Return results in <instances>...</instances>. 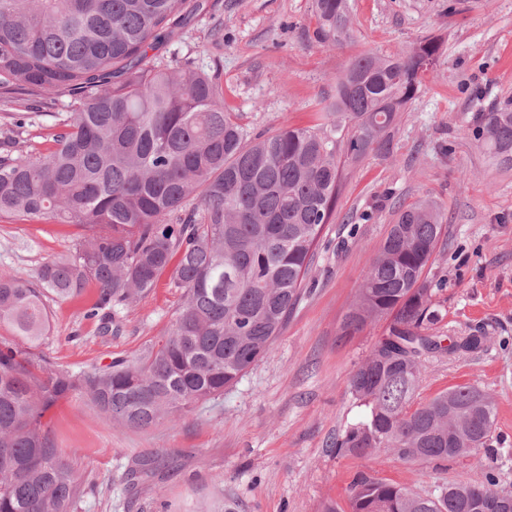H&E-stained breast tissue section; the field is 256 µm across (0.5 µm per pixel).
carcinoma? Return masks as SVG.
<instances>
[{"label":"carcinoma","instance_id":"cac0c4a2","mask_svg":"<svg viewBox=\"0 0 512 512\" xmlns=\"http://www.w3.org/2000/svg\"><path fill=\"white\" fill-rule=\"evenodd\" d=\"M186 0H0V90L67 89L73 112L53 147L0 156V216L51 217L85 230L74 254L46 263L38 283L0 275V512H72L82 485L43 430L45 411L75 391L110 419L147 429L233 386L268 351L302 297L314 247L330 223L341 154H390V130L415 99L441 44L422 38L401 54H362L336 80L327 124H283L253 140L224 112L216 78L155 54ZM315 38L342 44L348 0H312ZM474 132L512 164V107L479 117ZM442 224L423 199L400 210L345 315L361 332L386 317L385 336L353 371L366 420L336 454L384 453L429 464L476 457L481 479L414 491L376 470L355 473L350 512H512L492 447L497 407L457 386L412 407L425 359L475 352L482 336L449 347L426 333L437 319L424 279ZM177 260L182 302L169 333L136 361L80 373L35 353L49 294L98 286L89 315L112 331L113 311L148 294Z\"/></svg>","mask_w":512,"mask_h":512}]
</instances>
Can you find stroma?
<instances>
[{"instance_id":"obj_1","label":"stroma","mask_w":512,"mask_h":512,"mask_svg":"<svg viewBox=\"0 0 512 512\" xmlns=\"http://www.w3.org/2000/svg\"><path fill=\"white\" fill-rule=\"evenodd\" d=\"M176 20L160 57L217 75L224 109L249 135L282 124L317 128L336 79L362 51H409L424 36L443 44L433 71L391 131V154L347 164L332 223L325 225L304 294L269 351L220 397L145 430L109 421L79 393L46 411L53 447L84 485L74 512H322L347 503L358 471L414 490L480 476L476 458L440 465L382 454L337 455L344 430L366 409L350 376L386 321L353 336L341 326L371 258L397 212L420 199L446 215L426 275L440 319L429 332L453 342L485 333L481 351L429 358L416 402L459 385L496 400L494 435L502 479L512 486V167L474 138L479 113L512 102V0H350L354 40L316 41L312 0H205ZM68 91H0V142L46 153L72 110ZM24 123H17V116ZM83 231L54 219L0 218V274L37 282L42 266L68 256ZM96 288L47 295V336L38 351L73 371L135 359L167 334L181 300L172 270L146 297L118 308L104 335L89 310Z\"/></svg>"}]
</instances>
